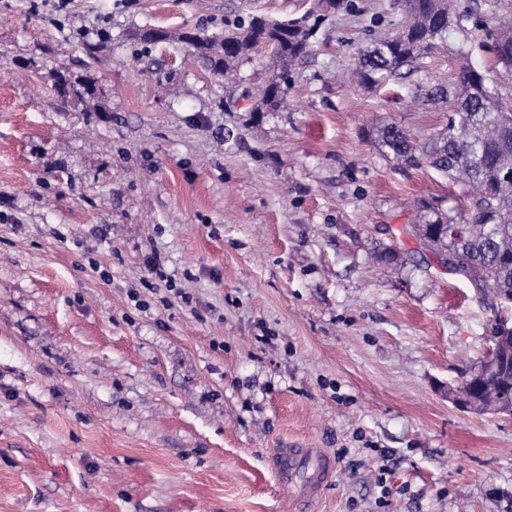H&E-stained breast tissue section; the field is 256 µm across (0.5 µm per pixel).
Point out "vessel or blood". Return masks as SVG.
Here are the masks:
<instances>
[{"instance_id": "vessel-or-blood-1", "label": "vessel or blood", "mask_w": 512, "mask_h": 512, "mask_svg": "<svg viewBox=\"0 0 512 512\" xmlns=\"http://www.w3.org/2000/svg\"><path fill=\"white\" fill-rule=\"evenodd\" d=\"M270 466L282 484H292L297 474H304L305 483L298 495L302 512L307 509L327 484L334 464L330 457L316 448L289 445L275 449Z\"/></svg>"}]
</instances>
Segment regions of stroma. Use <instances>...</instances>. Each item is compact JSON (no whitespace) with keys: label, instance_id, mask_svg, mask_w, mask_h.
Here are the masks:
<instances>
[{"label":"stroma","instance_id":"stroma-1","mask_svg":"<svg viewBox=\"0 0 512 512\" xmlns=\"http://www.w3.org/2000/svg\"><path fill=\"white\" fill-rule=\"evenodd\" d=\"M352 3L284 108L254 114L269 50L230 84L174 33L317 0H0V512H293L269 466L289 442L335 462L310 512H512V417L448 396L494 315L403 233L465 190L365 136L396 122L424 143L458 48L491 54L454 32L360 85L357 47L404 15ZM147 27L171 38L135 56ZM61 74L93 78L97 105Z\"/></svg>","mask_w":512,"mask_h":512}]
</instances>
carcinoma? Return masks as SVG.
I'll list each match as a JSON object with an SVG mask.
<instances>
[{
  "mask_svg": "<svg viewBox=\"0 0 512 512\" xmlns=\"http://www.w3.org/2000/svg\"><path fill=\"white\" fill-rule=\"evenodd\" d=\"M400 5L402 29L358 49L356 74L365 83L413 67L439 49L449 31L463 29V22L479 9L475 3L450 16L447 0H400ZM312 37L304 18L276 21L249 15L211 34L199 32L188 51L212 73L233 77L254 50L270 48L274 70L251 111L278 112L288 95L289 69L311 52ZM490 50L495 66L512 69L511 21L497 26ZM487 73L468 62L454 73L451 132H439L420 145L391 122L366 130V135L398 168L429 167L472 190L466 208L454 215L426 205L424 222L410 225L405 233L430 253L449 255L455 272L481 285L484 303L493 311L498 296L512 295V176H506L512 173V110L497 86L487 81ZM498 353V369L482 363L465 373L463 382H473L486 399H512V342Z\"/></svg>",
  "mask_w": 512,
  "mask_h": 512,
  "instance_id": "obj_1",
  "label": "carcinoma"
}]
</instances>
